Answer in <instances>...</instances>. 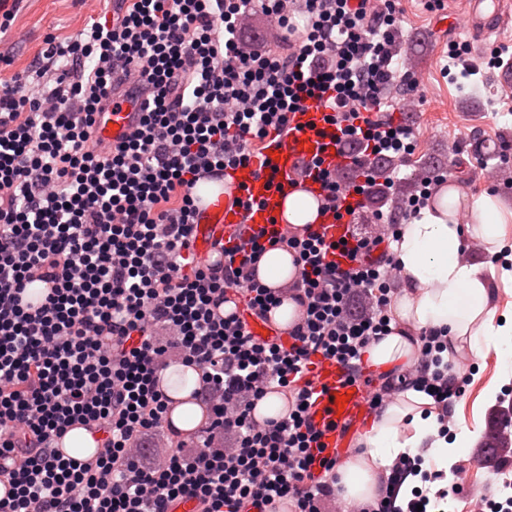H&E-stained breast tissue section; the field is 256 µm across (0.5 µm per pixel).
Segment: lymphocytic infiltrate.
I'll return each instance as SVG.
<instances>
[{
    "mask_svg": "<svg viewBox=\"0 0 512 512\" xmlns=\"http://www.w3.org/2000/svg\"><path fill=\"white\" fill-rule=\"evenodd\" d=\"M386 0H122L114 20L75 38L47 36L33 73L0 86V512H335L336 467L311 422L314 355L335 360L370 390L378 412L407 387L429 393L448 425L466 380L446 356L448 337L423 330L420 358L371 370L364 353L387 335L398 269L382 237L346 242L303 235L215 239L207 261L194 250V188L203 172L249 165L255 143L287 136L291 112L324 102L353 177L315 168L333 211L346 194L369 198L370 162L407 150L413 128L383 90L411 72L393 66ZM282 29L287 54L246 49L245 21ZM147 84L151 100L133 134L96 144L98 112L117 88ZM294 254L288 288L257 277L263 254ZM345 264H338L337 254ZM40 305L21 299L32 281ZM299 309L286 336L259 337L251 320L284 301ZM173 363L192 366L210 421L178 442L164 435L172 401L161 386ZM272 393L286 413L257 420ZM82 423L99 448L82 462L55 445ZM401 454L379 498L350 512H417L462 495L461 484ZM437 483L434 496L407 476Z\"/></svg>",
    "mask_w": 512,
    "mask_h": 512,
    "instance_id": "lymphocytic-infiltrate-1",
    "label": "lymphocytic infiltrate"
}]
</instances>
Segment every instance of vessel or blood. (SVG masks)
I'll return each mask as SVG.
<instances>
[{"label":"vessel or blood","instance_id":"b4317fda","mask_svg":"<svg viewBox=\"0 0 512 512\" xmlns=\"http://www.w3.org/2000/svg\"><path fill=\"white\" fill-rule=\"evenodd\" d=\"M142 100L138 97L113 96L96 119L98 139L112 144L126 140L136 129L141 117ZM329 111L321 100L307 99L302 108L291 116L292 130L280 143L264 149L260 162L240 167L230 176L205 175L206 192L196 200L198 228L195 248L200 257H207L215 238H238L240 234L286 232L283 218L284 201L296 191H303L316 200H324L320 183L306 177L304 170L317 158L329 165L339 163L336 146L337 128L328 121ZM243 193L252 197L254 207L249 218H241L231 208L226 193ZM318 398L311 407L313 423L323 430L327 454L348 456L351 450L340 426L359 424L369 409V391L359 383L349 382L334 360L316 357L312 371ZM346 397L345 406H338V397ZM512 415L497 413L486 421V444L478 449L476 459L493 466L498 458L497 436Z\"/></svg>","mask_w":512,"mask_h":512}]
</instances>
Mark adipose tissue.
Masks as SVG:
<instances>
[{"instance_id":"ef3b65f1","label":"adipose tissue","mask_w":512,"mask_h":512,"mask_svg":"<svg viewBox=\"0 0 512 512\" xmlns=\"http://www.w3.org/2000/svg\"><path fill=\"white\" fill-rule=\"evenodd\" d=\"M461 196L456 188L441 192L440 204L420 209L399 229L390 248L399 267L400 291L391 305L390 332L369 348L373 364L388 371L411 365L417 347L409 338L419 328H448V345L454 352L468 351L481 357L496 352L503 361L512 360L511 333L499 325L490 304L493 271L464 261L463 239L479 241L487 252H495L512 210L496 198L483 195L469 205L470 224L460 225L457 207ZM258 276L270 288H283L296 280L298 270L287 248L267 250ZM438 413L430 397L414 389L382 408L362 436L363 451L351 456L339 470L341 495L347 502L369 501L381 490V475L404 452L429 448L441 464L468 447L472 432L455 442L439 436Z\"/></svg>"}]
</instances>
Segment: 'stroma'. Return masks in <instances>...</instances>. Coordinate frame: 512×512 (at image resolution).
Masks as SVG:
<instances>
[{"instance_id": "35a3bbf8", "label": "stroma", "mask_w": 512, "mask_h": 512, "mask_svg": "<svg viewBox=\"0 0 512 512\" xmlns=\"http://www.w3.org/2000/svg\"><path fill=\"white\" fill-rule=\"evenodd\" d=\"M114 0H18L11 30L0 39V53L8 62H0V85L17 73L32 68L44 39L55 35L68 39L81 33L93 21L111 15ZM402 12L400 39L422 37L426 53L421 59L408 60L406 66L420 82L421 104L406 109L403 117L415 131L411 151L402 155L391 170L394 181L411 179L425 172V157L441 156L445 166L465 162L470 176L457 179L462 194L477 197L491 195L512 207V180L503 177L512 169V160L499 159L501 143L512 140V85L496 80V69L487 61L494 48L512 49V18L487 33L476 35L469 28L464 0H440L427 6L426 0H400ZM451 17L448 26L440 20ZM465 43L469 53L464 61L449 59L448 46ZM487 158L492 177H485L477 167V158ZM507 249L504 259L493 260L485 249L465 250L469 261L492 265L496 276L492 282V305L503 324L512 323V284L503 281V271H512V223L500 242ZM468 371L469 382L464 396L450 409L454 431L465 429L484 432L492 409L512 408V368H506L496 352L461 361ZM460 461L467 473L466 495L449 504L451 512H472L477 497H496L500 484L493 469L485 468L461 452Z\"/></svg>"}]
</instances>
